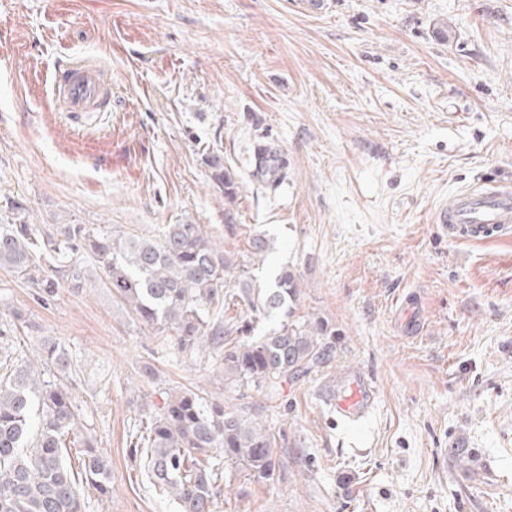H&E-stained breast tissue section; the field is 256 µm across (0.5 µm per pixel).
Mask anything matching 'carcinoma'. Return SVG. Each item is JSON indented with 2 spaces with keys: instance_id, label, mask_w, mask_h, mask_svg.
Masks as SVG:
<instances>
[{
  "instance_id": "obj_1",
  "label": "carcinoma",
  "mask_w": 512,
  "mask_h": 512,
  "mask_svg": "<svg viewBox=\"0 0 512 512\" xmlns=\"http://www.w3.org/2000/svg\"><path fill=\"white\" fill-rule=\"evenodd\" d=\"M224 198L233 202L235 172L217 154L207 157ZM285 163L267 165L254 156L252 178L275 192ZM224 213L225 235L247 234L256 261L274 250L265 232H244ZM83 287L87 269L98 268L112 298L142 326L158 334L172 332L177 348L223 351L224 384L257 390L273 401L279 385L328 362L335 331L319 320L297 316L300 280L289 266L268 285L256 282L234 253L215 242L204 224H169L159 238L116 236L81 224L40 227L0 224V269L50 294L55 279L45 267ZM245 307L250 320L227 325L221 310ZM276 324L260 336L253 324ZM66 354L44 344L33 357L3 358L0 374V512H85L80 485L103 500L109 494L111 468L85 442L80 473L67 463L64 438L80 428L76 398L61 378ZM131 452L144 458L154 491L176 501L179 512H214L224 469L241 467L254 481L275 480L280 467L274 436L260 418L247 419L203 390L166 395L163 405L139 420Z\"/></svg>"
}]
</instances>
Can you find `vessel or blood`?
<instances>
[{"mask_svg": "<svg viewBox=\"0 0 512 512\" xmlns=\"http://www.w3.org/2000/svg\"><path fill=\"white\" fill-rule=\"evenodd\" d=\"M52 93L63 111L79 118L92 115L107 96L108 89L99 67L75 63L56 70ZM449 237L484 240L512 235V189L499 185L493 177L449 196L434 213ZM373 389L359 375L351 376L338 393L335 409L339 416L352 420L362 416L373 400Z\"/></svg>", "mask_w": 512, "mask_h": 512, "instance_id": "obj_1", "label": "vessel or blood"}]
</instances>
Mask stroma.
<instances>
[{
    "label": "stroma",
    "instance_id": "1",
    "mask_svg": "<svg viewBox=\"0 0 512 512\" xmlns=\"http://www.w3.org/2000/svg\"><path fill=\"white\" fill-rule=\"evenodd\" d=\"M112 83L92 124L57 107L59 65ZM287 178H251L256 142ZM235 171L233 204L206 164ZM496 176L512 186V0H0V223L144 237L207 225L261 282L301 280L297 313L336 331L329 362L276 402L225 388L217 353L182 354L102 285L52 296L0 270L15 353L58 344L83 422L112 471L86 512H176L130 452L166 394L207 391L274 433L281 478H225L217 512H512V239H450L433 213ZM276 250L251 263L224 211ZM418 333H408L409 321ZM375 389L350 422L347 377ZM472 449L465 474L448 451Z\"/></svg>",
    "mask_w": 512,
    "mask_h": 512
}]
</instances>
